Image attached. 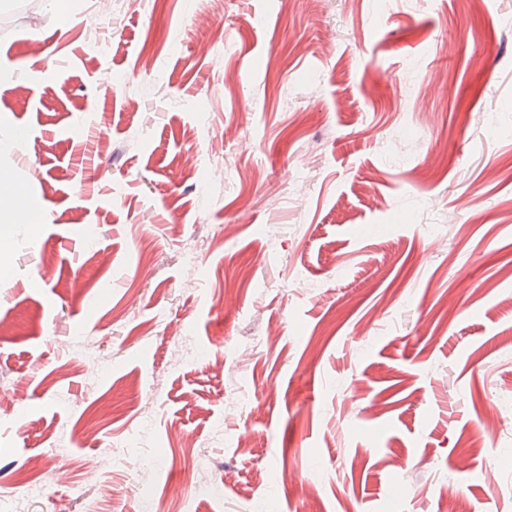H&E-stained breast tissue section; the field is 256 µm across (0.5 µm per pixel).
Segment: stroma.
I'll list each match as a JSON object with an SVG mask.
<instances>
[{"label":"stroma","instance_id":"stroma-1","mask_svg":"<svg viewBox=\"0 0 512 512\" xmlns=\"http://www.w3.org/2000/svg\"><path fill=\"white\" fill-rule=\"evenodd\" d=\"M65 8L0 34V496L512 512V0ZM3 195H7L11 204L2 206L0 204V249H4L8 243L12 233L11 224H20L24 221L23 213H15L17 209H24L27 213L26 224H39L41 222V208L38 207L37 202L31 198H25L17 191L14 184L8 187L0 186V201ZM13 214V216H12ZM12 216V221H11ZM14 222V223H13Z\"/></svg>","mask_w":512,"mask_h":512}]
</instances>
